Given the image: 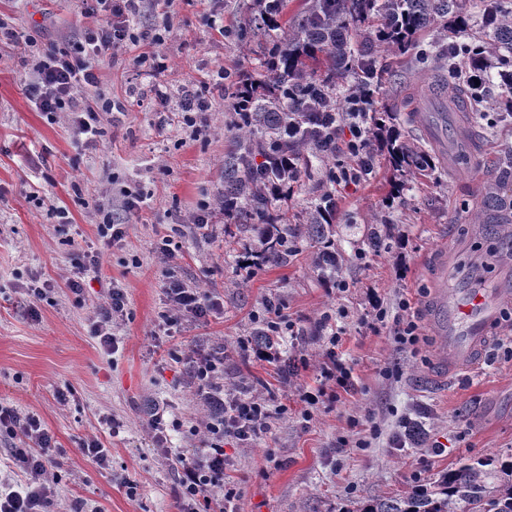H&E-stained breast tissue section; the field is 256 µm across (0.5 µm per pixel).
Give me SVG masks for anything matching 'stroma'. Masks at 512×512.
I'll use <instances>...</instances> for the list:
<instances>
[{
    "instance_id": "1",
    "label": "stroma",
    "mask_w": 512,
    "mask_h": 512,
    "mask_svg": "<svg viewBox=\"0 0 512 512\" xmlns=\"http://www.w3.org/2000/svg\"><path fill=\"white\" fill-rule=\"evenodd\" d=\"M310 0H285L274 28H261L256 0H174L169 10L142 4L141 23L171 27L167 69L156 74L134 63L136 50L96 72L99 91L110 97L154 83L173 86L225 72L265 83L268 50L307 12ZM225 30L210 28L212 14ZM467 28H427L418 35L424 60L398 56L362 27L355 43L372 53L382 72L373 108L391 115L408 139L420 133L404 119L417 85L448 76L438 50L449 40L489 38L478 8ZM22 25L41 49L64 47L81 27L72 0H0V20ZM30 58L20 47L0 46V404L40 419L53 438L49 464L54 478L51 512H177L179 455L199 441L187 432L207 419L190 376L193 359L224 351L225 397L267 403L268 431L252 443L225 439L224 484L235 493V512H360L375 499L395 497L434 481L440 472L478 458L512 454V320L492 325L484 361L453 371L428 320L441 265L453 266L449 285H493L512 265L499 256L502 243L478 223L499 160L512 148V121L475 127L480 162L437 166L431 177L407 180L394 192L387 154L376 151L365 180L336 186V231L344 252L337 281L324 280L310 264L313 245L299 239L288 262L243 269L253 242L237 232L217 199L224 192V156L236 146L231 105L236 89L211 87L215 99L208 128L193 136L177 115L159 121L150 99L132 97L124 116L105 121L106 136L94 150L78 151L70 117L47 120L26 88ZM41 201L25 198L27 185ZM329 168L311 161L284 201L290 217L304 216ZM143 193L139 210L113 209L120 190ZM68 210L59 223L54 208ZM122 222L121 240L105 243L97 226L105 211ZM208 212L209 228L193 219ZM391 225L390 248L359 254L357 245L372 220ZM180 244L175 259L160 260L164 236ZM101 257L100 282L83 296L65 285L75 251ZM202 289L215 307L204 318L165 325L163 284L168 279ZM125 288L127 314L112 327L118 349L106 352L91 332L105 306L103 285ZM42 289L33 296L31 285ZM388 315L409 302L421 337L417 352L398 348L390 329H370L371 299ZM275 305L286 329L269 354L253 337L267 305ZM350 371L336 398L307 405L302 395L319 388L331 333ZM295 363L294 377L281 372ZM185 427L155 439L153 406ZM425 436L405 437L409 421ZM96 437L111 451L102 468L81 452Z\"/></svg>"
}]
</instances>
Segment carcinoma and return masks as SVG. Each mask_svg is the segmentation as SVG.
<instances>
[{
  "mask_svg": "<svg viewBox=\"0 0 512 512\" xmlns=\"http://www.w3.org/2000/svg\"><path fill=\"white\" fill-rule=\"evenodd\" d=\"M465 8V0H313L298 26L273 43V94L265 100L255 98L247 110L234 112L239 146L224 159V213L241 228L257 231L258 246L252 250L257 264H284L295 252V240L306 238L317 247L312 265L322 275L336 277L332 192L326 190L311 202L304 223L289 224L269 189L297 181L305 148L322 159L335 154L338 129L324 126L323 114L354 111L353 98L379 82L375 58L355 50L353 28L375 13L381 19L377 40L405 55L415 49L416 34L426 27L450 20L458 28L466 27ZM484 23L493 38L448 47V73L459 75L456 60L466 59L470 69L512 87V3L487 0ZM351 73L359 83L338 103L332 83ZM469 94L470 111L495 109L486 85L470 88ZM379 134L391 163L403 176H423L434 170V156L397 130L383 124ZM280 149L288 151L292 160L285 169L272 164ZM257 154L264 158L260 164L254 163ZM505 164L502 178L487 188L484 207L488 220L496 224L495 234L512 242V216L498 212L503 194L512 189V152ZM362 512H512V461L497 466L491 459L464 464L442 472L429 488L418 485L401 497L372 500Z\"/></svg>",
  "mask_w": 512,
  "mask_h": 512,
  "instance_id": "obj_1",
  "label": "carcinoma"
}]
</instances>
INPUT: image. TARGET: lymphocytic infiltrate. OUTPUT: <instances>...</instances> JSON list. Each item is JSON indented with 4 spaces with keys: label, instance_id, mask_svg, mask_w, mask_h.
<instances>
[{
    "label": "lymphocytic infiltrate",
    "instance_id": "f902f5d3",
    "mask_svg": "<svg viewBox=\"0 0 512 512\" xmlns=\"http://www.w3.org/2000/svg\"><path fill=\"white\" fill-rule=\"evenodd\" d=\"M140 3L141 0H76L77 14L96 18L95 26L82 28L70 45L62 49L40 51L34 38L26 40L34 50L35 108L49 118L59 112L71 114L75 145L79 149H96L103 137V116L125 111L122 101L95 100L98 84L95 63L115 59L120 51L132 45L141 49L135 58L138 66L152 71L160 67V48L167 35L159 29L137 24ZM150 93L158 111L179 112L183 124L189 127L196 126L214 108L212 100L193 83L175 88L157 83ZM164 292L168 317L173 322L202 318L211 307L210 298L203 291L177 280L165 282ZM127 306L125 290L111 287L106 307L92 321V333L106 350H114L117 344L112 322L125 315ZM223 372V359L209 355L197 359L193 366L198 393L223 406L224 412L202 426L189 429L191 436L199 438L201 446L191 458L180 461V512H193V503L206 494L223 493L225 438L245 443L269 427L271 414L264 403L235 398L222 400L217 380ZM0 431L19 437L21 445L12 449L11 456L26 475L18 489L0 492V512H48L54 494L45 477L52 436L39 418L23 416L3 406H0Z\"/></svg>",
    "mask_w": 512,
    "mask_h": 512
}]
</instances>
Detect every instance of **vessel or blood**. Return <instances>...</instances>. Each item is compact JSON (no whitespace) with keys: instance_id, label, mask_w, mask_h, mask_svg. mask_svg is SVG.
<instances>
[{"instance_id":"obj_1","label":"vessel or blood","mask_w":512,"mask_h":512,"mask_svg":"<svg viewBox=\"0 0 512 512\" xmlns=\"http://www.w3.org/2000/svg\"><path fill=\"white\" fill-rule=\"evenodd\" d=\"M449 103L457 112L466 109L462 95H449L444 87L429 88L415 93L410 114L413 127L424 134L436 156L443 161L452 152L472 156L475 145L474 138L462 128L445 133L437 111ZM508 304H512L510 288L471 286L452 291L444 286L437 288L432 324L455 368L463 371L482 361L490 342L488 329Z\"/></svg>"}]
</instances>
